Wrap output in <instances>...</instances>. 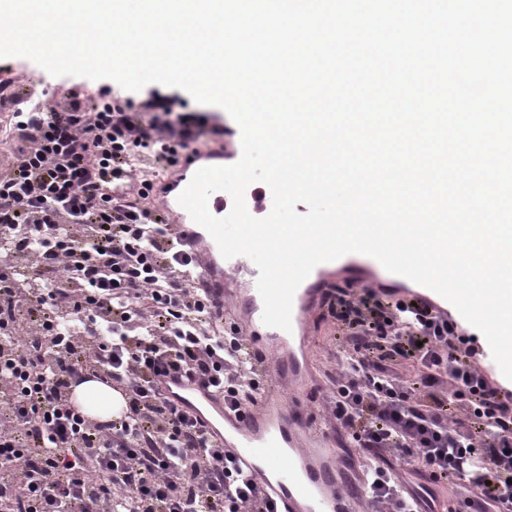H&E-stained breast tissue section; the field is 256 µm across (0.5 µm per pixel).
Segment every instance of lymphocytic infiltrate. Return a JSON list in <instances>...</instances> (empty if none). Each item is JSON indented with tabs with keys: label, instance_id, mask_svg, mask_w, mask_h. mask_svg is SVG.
<instances>
[{
	"label": "lymphocytic infiltrate",
	"instance_id": "lymphocytic-infiltrate-1",
	"mask_svg": "<svg viewBox=\"0 0 512 512\" xmlns=\"http://www.w3.org/2000/svg\"><path fill=\"white\" fill-rule=\"evenodd\" d=\"M174 91L139 111L69 94L13 112L0 140V507L5 512H274L261 484L196 415L160 390L179 377L243 413L270 382L267 359L224 295L202 281L179 225L152 210L140 154L162 170L224 126L183 112ZM341 331L334 429L360 450L375 512H424L393 460L466 489L469 512H512V389L481 366L474 337L435 304L396 289L327 290ZM106 377L125 395L108 422L71 391Z\"/></svg>",
	"mask_w": 512,
	"mask_h": 512
}]
</instances>
